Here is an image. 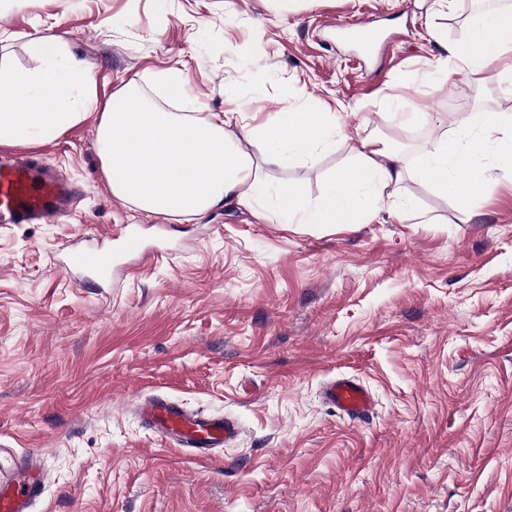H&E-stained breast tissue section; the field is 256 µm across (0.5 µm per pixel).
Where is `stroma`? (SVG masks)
Returning <instances> with one entry per match:
<instances>
[{"label":"stroma","instance_id":"35a3bbf8","mask_svg":"<svg viewBox=\"0 0 512 512\" xmlns=\"http://www.w3.org/2000/svg\"><path fill=\"white\" fill-rule=\"evenodd\" d=\"M476 0H0V66L40 70L28 42L60 40L106 103L131 79L161 111L231 113L244 139L282 112H338L356 138L407 157L461 120L512 113V80L457 70ZM372 20L366 53L334 22ZM177 76L185 92L167 94ZM419 112L388 122L385 104ZM440 123H433V116ZM98 108L58 137L0 153L59 168L74 214L0 225V448L36 454L33 512H512V186L466 203L413 178L415 217L285 224L271 198L197 215H147L108 192ZM270 167L310 199L349 162ZM119 224L151 260L115 287L79 285L71 245ZM345 374L372 393L351 421L320 398ZM236 419L241 436L199 461L139 418L146 397Z\"/></svg>","mask_w":512,"mask_h":512}]
</instances>
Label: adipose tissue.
<instances>
[{
  "label": "adipose tissue",
  "mask_w": 512,
  "mask_h": 512,
  "mask_svg": "<svg viewBox=\"0 0 512 512\" xmlns=\"http://www.w3.org/2000/svg\"><path fill=\"white\" fill-rule=\"evenodd\" d=\"M29 48L45 61L44 69L22 74L0 67V146L55 138L84 111L100 108L97 149L105 184L147 214H200L246 191L254 199L271 196L286 224H348L377 217L386 207L399 218L406 207L396 191L408 177L461 202L485 184L475 173L477 145L503 142L512 151V114L504 113L485 117L477 144L445 138L410 166L388 140H357L351 162L328 179L320 199L311 200L292 184H269L263 167L292 157L315 163L321 150L346 136L335 113L274 119L258 133L263 151L257 160L226 131L224 116L158 111L134 79L98 107L91 78L76 81L72 69L58 63L53 39L32 40ZM443 49L455 68L483 74L500 64L511 74L512 13L476 18L464 40Z\"/></svg>",
  "instance_id": "obj_1"
}]
</instances>
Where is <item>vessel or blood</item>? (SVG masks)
Segmentation results:
<instances>
[{
    "mask_svg": "<svg viewBox=\"0 0 512 512\" xmlns=\"http://www.w3.org/2000/svg\"><path fill=\"white\" fill-rule=\"evenodd\" d=\"M344 27L369 52L381 39L378 29L366 20H349ZM78 199L74 183L59 169L19 159L0 163L1 223L41 224L74 212ZM119 268V254L99 247L73 252L65 266L79 284L94 288L111 287ZM323 395L352 420L367 417L374 407L371 392L347 376L330 380ZM140 412L150 429L199 459L211 457L214 449L224 447L240 434L234 421L189 412L163 395L145 401ZM44 492L41 463L37 456H27L13 473L0 477V512H32Z\"/></svg>",
    "mask_w": 512,
    "mask_h": 512,
    "instance_id": "obj_1",
    "label": "vessel or blood"
}]
</instances>
